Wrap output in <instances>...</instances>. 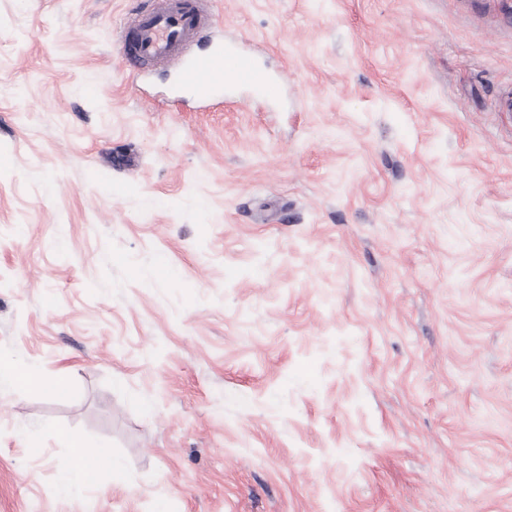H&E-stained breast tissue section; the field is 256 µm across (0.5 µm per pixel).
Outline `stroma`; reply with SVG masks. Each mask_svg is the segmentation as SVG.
<instances>
[{
	"mask_svg": "<svg viewBox=\"0 0 512 512\" xmlns=\"http://www.w3.org/2000/svg\"><path fill=\"white\" fill-rule=\"evenodd\" d=\"M137 2L0 0V512H512V0H212L208 111ZM213 16L204 0L141 1L116 31L123 45L127 71L138 74L147 65L175 68L182 85L207 101L226 86H247L270 99L278 98L281 83L233 41L205 54L193 48L207 38ZM0 378L8 379L19 388H26L38 383L37 379L26 369L4 362L1 359ZM75 456L79 459L78 466L65 473L61 478L60 488L68 493L72 490H84L99 487V470L106 461L112 465V458H108L101 450H91L86 442L77 435L65 434Z\"/></svg>",
	"mask_w": 512,
	"mask_h": 512,
	"instance_id": "obj_1",
	"label": "stroma"
}]
</instances>
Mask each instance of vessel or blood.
I'll return each instance as SVG.
<instances>
[{"label": "vessel or blood", "mask_w": 512, "mask_h": 512, "mask_svg": "<svg viewBox=\"0 0 512 512\" xmlns=\"http://www.w3.org/2000/svg\"><path fill=\"white\" fill-rule=\"evenodd\" d=\"M212 26L205 0H140L116 32L123 45L124 66L135 74L147 65L175 68L181 84L204 101L233 85L278 98L281 83L235 42L205 54L195 52V45L207 38Z\"/></svg>", "instance_id": "b4317fda"}]
</instances>
